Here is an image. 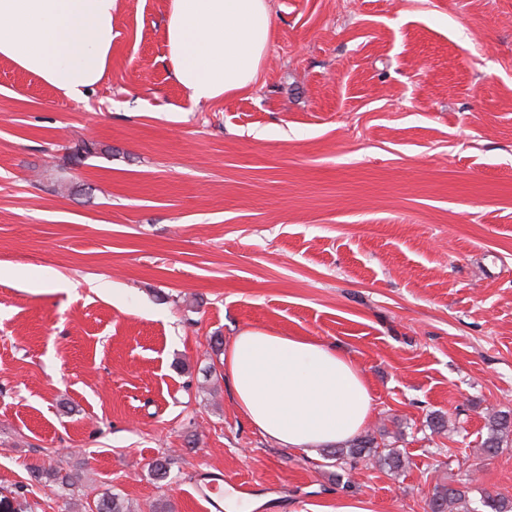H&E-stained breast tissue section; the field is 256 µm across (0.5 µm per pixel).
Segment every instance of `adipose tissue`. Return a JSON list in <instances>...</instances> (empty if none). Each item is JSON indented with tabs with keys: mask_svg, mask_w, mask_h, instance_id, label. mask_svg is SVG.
Here are the masks:
<instances>
[{
	"mask_svg": "<svg viewBox=\"0 0 512 512\" xmlns=\"http://www.w3.org/2000/svg\"><path fill=\"white\" fill-rule=\"evenodd\" d=\"M117 0H0V58L81 99L112 61ZM167 59L195 103L249 90L276 34L268 0H167ZM238 411L283 448L313 453L357 435L372 395L345 352L314 336L247 328L224 352Z\"/></svg>",
	"mask_w": 512,
	"mask_h": 512,
	"instance_id": "adipose-tissue-1",
	"label": "adipose tissue"
}]
</instances>
